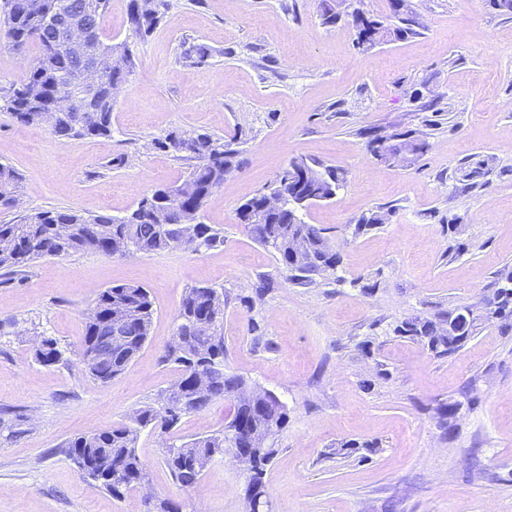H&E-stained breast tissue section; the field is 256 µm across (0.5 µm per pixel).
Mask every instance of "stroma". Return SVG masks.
Instances as JSON below:
<instances>
[{
  "instance_id": "stroma-1",
  "label": "stroma",
  "mask_w": 512,
  "mask_h": 512,
  "mask_svg": "<svg viewBox=\"0 0 512 512\" xmlns=\"http://www.w3.org/2000/svg\"><path fill=\"white\" fill-rule=\"evenodd\" d=\"M165 2L142 38L130 0H111L104 37L127 43L135 61L111 136L60 139L0 110V164L22 177L19 208L0 209V220L51 208L123 216L192 170L155 140L206 131L239 151L201 213L224 243L39 259L0 283V512H147L140 491L114 497L85 481L66 444L128 423L177 380L162 355L184 292L200 285L223 295L227 370L287 408L264 478L271 512H512V332L483 323L450 356L393 332L478 303L512 266V112L500 107L512 102V17L487 0H341L345 17L328 26L320 0ZM357 8L409 20L414 33L359 49ZM197 45L209 56L192 66L184 54ZM372 128L416 132L428 148L408 166L378 162ZM297 158L345 174L331 200L303 212L341 257L311 285L291 282L237 216ZM478 161L485 174L472 188L459 169ZM377 210L385 224L355 234L357 219ZM263 279L272 288L246 308ZM126 283L150 293V335L103 384L80 361L85 314L98 292ZM45 337L62 362L36 361ZM451 402L461 405L452 437L439 422ZM229 412L220 399L167 435L141 429L137 452L156 498L184 512H245L247 476L230 460L213 459L186 489L163 462L166 443L213 434ZM351 440L359 449L343 453Z\"/></svg>"
}]
</instances>
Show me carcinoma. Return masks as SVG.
Segmentation results:
<instances>
[{
    "label": "carcinoma",
    "instance_id": "obj_1",
    "mask_svg": "<svg viewBox=\"0 0 512 512\" xmlns=\"http://www.w3.org/2000/svg\"><path fill=\"white\" fill-rule=\"evenodd\" d=\"M3 0L0 12L7 13L8 22L0 26V45L23 52L34 44L39 49L36 62L27 78L4 96L3 108L25 125L47 124L58 138L80 136L108 137L112 132V102L114 90L122 86L133 71L134 58L129 46L106 42L102 37V21L110 0ZM139 0H130L129 22L135 33L149 35L161 19L162 0H147L150 9L138 11ZM69 4L84 14L94 29L99 43L118 58L112 70L100 80L92 102H78L76 112H53L54 91L63 76L76 70L78 63L61 42L46 29V17ZM358 29V46L368 49L381 41L403 39L413 33L409 26L390 25L356 10L353 12ZM178 133L171 132L155 142L158 149L186 154L195 160L189 180L196 192L186 200L178 197L179 188L157 186L141 199L137 207L122 218L107 213L85 215L74 209L53 208L0 222V270L9 276L20 275L29 264L40 258L63 257L81 251H94L105 256L119 254L131 244L139 253L150 254L178 248V241L195 235L205 249L224 243L219 230L197 222L185 224L181 214L192 210L201 212L211 193L224 183L232 172L238 151L231 144L200 132L186 140L187 146L175 144ZM368 147L380 161L400 164L409 156L424 152L427 142L410 131L382 130L369 133ZM311 174L302 185L292 188L278 185L274 193H288L283 208L269 211L263 208L264 195H256L242 203L237 211L241 223L251 225L255 239L273 248L282 264L292 272L291 281L313 284L316 278L336 270L339 254L322 235L321 229L305 223L300 217L301 207H309L332 199L343 186L344 173L332 166H319L304 159L294 161ZM21 183L13 169L0 165V207H11L13 195ZM385 223V215L372 211L361 215L355 232L364 233ZM302 237L307 240L311 256L296 258L290 253L289 240ZM215 289L207 286L186 291L176 316V327L181 331L182 351L179 356L163 357V361L181 367V379L190 382L196 365H204L208 382L203 393L189 388L178 395L182 409L172 415L171 399L162 395L155 406H146L135 412L132 423L98 429L77 436L67 444L69 456L78 469L97 487L113 496L121 490L136 488L135 477L149 476V470L136 451L139 429L152 425L164 433L172 430L187 414L206 409L218 399L232 403V414L224 429L206 437L193 438L179 445L171 444L164 451V463L174 480L182 487H193L201 479L211 460L222 453L228 437L236 440L239 448L250 449L248 491L267 496L264 485L266 467L278 449L257 448L250 434L269 429L280 431L286 420L285 407L276 400L263 401L258 411H248L238 400V392L247 386L246 380L230 373L224 366V338L221 328L224 309L212 305ZM493 312L506 334L512 331V267L505 266L498 273L497 288L491 295ZM97 318L86 321L83 346L99 336L108 334L110 327L119 324L126 336L112 347V357L95 366L84 365L94 379L106 383L122 373L135 359L150 335L154 314L153 302L147 289L130 284L113 285L101 291L95 301ZM447 318L415 317L394 328L398 336H408L426 344L439 355L452 354L476 332L482 319L473 321L461 334L452 336L445 328ZM35 359L51 366L63 359L55 339L42 338L35 346Z\"/></svg>",
    "mask_w": 512,
    "mask_h": 512
}]
</instances>
